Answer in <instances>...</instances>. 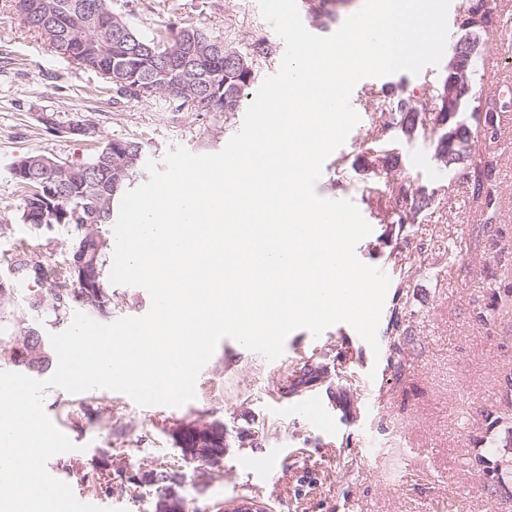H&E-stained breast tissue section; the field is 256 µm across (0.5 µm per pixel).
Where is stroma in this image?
Returning a JSON list of instances; mask_svg holds the SVG:
<instances>
[{
	"label": "stroma",
	"instance_id": "stroma-1",
	"mask_svg": "<svg viewBox=\"0 0 512 512\" xmlns=\"http://www.w3.org/2000/svg\"><path fill=\"white\" fill-rule=\"evenodd\" d=\"M136 27L192 23L240 50L265 38L276 41L258 0H112ZM445 65L419 74L399 72L383 84L361 80L352 92L360 120L323 165L315 184L325 199L352 201L372 228L355 254L384 269L390 279L382 310L389 320L405 303L402 321L412 332L404 367L389 366L391 336L378 329L379 352L346 324L320 337L300 328L288 336V357L274 364L237 341L222 339L194 400L179 406L141 407L122 394L95 389L81 394L48 391L43 407L73 443L48 462L49 472L75 493L110 512H152V489L100 496L94 482L108 467L134 473L158 459H177L174 425L221 422L227 449L223 476L198 484L194 465L180 469V494L189 512H222L225 502L255 498L268 512H512V483L487 492L491 478L478 460L490 438L512 431V123L496 138H478L473 152L491 170L498 211L492 223L472 195L467 172L434 156L430 136H398L400 171L432 194L429 209L398 229L382 216L373 194L382 167L367 163L381 125V87L410 94L434 107ZM98 80L69 63L18 21L12 0H0V256L23 239L67 252L70 236L59 228L43 235L21 220L20 192L12 174L19 159L44 153L70 163L89 159L90 142L141 141L146 159L162 161L182 146L212 154L243 123V112H175L148 97L113 102L90 95ZM54 113L63 133L47 131L42 113ZM87 124L91 136L69 133ZM410 257L419 269L400 284L396 266ZM299 383L283 394L284 382ZM317 397L333 414L332 435L318 431L298 405ZM99 410L87 422L86 406ZM257 435V443L243 433Z\"/></svg>",
	"mask_w": 512,
	"mask_h": 512
}]
</instances>
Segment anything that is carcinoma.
Here are the masks:
<instances>
[{
  "mask_svg": "<svg viewBox=\"0 0 512 512\" xmlns=\"http://www.w3.org/2000/svg\"><path fill=\"white\" fill-rule=\"evenodd\" d=\"M15 12L24 26L37 32L49 47L69 62L95 70L102 83L91 88L95 95L112 94L115 99L138 100L147 96L160 98L166 104L196 112H222L228 117L240 111L245 90L254 82L255 62L276 52V46L266 39L252 44L243 52L228 43L224 52L208 51L207 41L214 40L206 29L184 25H161L143 32L123 13L112 7V0H41V6L28 11L26 0H13ZM351 0H302V9L321 30L336 23L341 11ZM88 11L93 18L89 31L71 34L67 19L77 9ZM461 37L471 41L474 52L459 63V71L448 72L460 82L459 108L453 118L442 101H437L436 114L429 116L426 106L410 95L388 88L382 90L389 100V112L376 138L379 150L375 161L390 171L399 166L398 155L391 148L392 131L409 136L420 129H430L435 155L445 166H460L469 170L473 195L484 198L486 207L494 206L486 182L491 171L481 168L472 154L478 133H496V113L485 111L480 120L479 108L472 109L474 123L464 117L473 100V79L482 62L481 38L499 27L497 16L488 0H471L456 16ZM126 71L130 80L125 84L113 81L117 68ZM454 132V144H448V132ZM43 154H33L21 160L16 168L26 176L16 178L21 191V219L29 223L27 207L39 205L44 220L34 225L37 230L50 231L56 225L69 229L71 247L60 257L43 250L40 245L20 241L7 260L13 278L0 280V324H6L0 334V361L28 373L49 369L55 353L36 326H23L11 320L13 308L20 305L38 317H46L55 326L67 322L74 308H80L101 322L112 316V288L109 279L112 268V239L109 227L115 223L117 205L130 188L144 161L142 142L112 139L97 147L84 163L71 165L57 162L60 171H45ZM57 181V196L42 192V183ZM387 197V210L392 223L404 228L412 223L416 213L431 205L425 190L411 189L403 175H393L381 190ZM33 281L39 288L20 293L14 279ZM388 330L393 336L390 367L402 368V347L408 336L398 310H393ZM224 444L213 443L207 455L200 459L198 477L205 483L222 477ZM126 482L133 486L147 484L153 488L154 512H164L162 497L170 487H178V474L167 462H156L143 479L131 476Z\"/></svg>",
  "mask_w": 512,
  "mask_h": 512,
  "instance_id": "cac0c4a2",
  "label": "carcinoma"
}]
</instances>
